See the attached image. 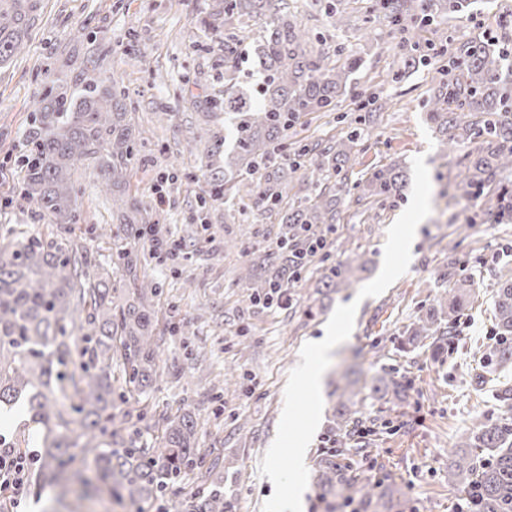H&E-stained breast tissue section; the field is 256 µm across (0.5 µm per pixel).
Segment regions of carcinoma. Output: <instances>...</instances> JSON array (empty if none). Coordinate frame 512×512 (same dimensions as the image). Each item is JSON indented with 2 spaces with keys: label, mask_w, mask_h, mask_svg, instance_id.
Segmentation results:
<instances>
[{
  "label": "carcinoma",
  "mask_w": 512,
  "mask_h": 512,
  "mask_svg": "<svg viewBox=\"0 0 512 512\" xmlns=\"http://www.w3.org/2000/svg\"><path fill=\"white\" fill-rule=\"evenodd\" d=\"M366 22L388 20L400 32L417 29L419 0H367ZM468 0H436V13L454 19ZM35 0H0V65L24 47ZM210 25H224V93L208 101V111L224 113V165L208 164V195L248 199L274 209L288 197V173L305 170L310 193L283 217L288 232L276 246L248 260L244 277L258 287H284V276L297 277L312 253L299 251L317 230L341 220L343 186L329 183L339 175L365 132L379 120L386 101L376 96L357 104L356 126L326 143L288 155V130L310 112H332L344 96L362 58L347 55L339 66L301 27L288 0H214ZM254 20L262 34L250 52L262 78L245 84L239 62L244 52L241 25ZM512 52L498 41L456 48L448 78L431 90L427 120L436 125L442 145L455 150L472 141L465 155L463 183L485 199L488 214L512 219V187L502 175L512 170ZM23 155L21 199L50 216L56 228L45 237L18 235L0 245V425L26 413L37 427L40 487L61 504L81 490H107L119 506L147 512L182 473L202 469L205 453L196 447L197 421L183 413L164 421V433L141 443L126 428L117 401L148 394L163 381L158 359L164 354L155 336L152 297L158 288L137 274L128 252L124 274L114 276L91 263L66 235L74 223L78 199L71 180L77 164H94L101 183L112 191V237L136 239L149 224L143 204L128 193L138 160L133 128L127 121L124 94L112 73L97 72L84 90L67 99H42ZM257 174L252 182L243 174ZM406 175L397 163L383 165L354 184L361 199L387 201L400 194ZM365 270L347 257L323 275L321 287L349 288ZM439 279L448 287L399 340L401 348L431 339L450 345L466 308L474 276L460 267L456 244ZM494 343L487 364L512 368V277L500 281L494 299ZM122 367V382L112 365ZM371 394L408 397L409 381L377 377ZM356 396V381L346 380L338 395L331 447L317 461V486L330 507L371 503L387 495L391 484L364 469L351 473L340 461L347 439L371 435L342 401ZM462 453L448 456V480L464 494L468 512H512V423H479L460 436ZM185 512H228L218 487L192 498Z\"/></svg>",
  "instance_id": "1"
}]
</instances>
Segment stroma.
Returning a JSON list of instances; mask_svg holds the SVG:
<instances>
[{
  "label": "stroma",
  "mask_w": 512,
  "mask_h": 512,
  "mask_svg": "<svg viewBox=\"0 0 512 512\" xmlns=\"http://www.w3.org/2000/svg\"><path fill=\"white\" fill-rule=\"evenodd\" d=\"M211 0H39L23 50L0 67V242L16 234H46L50 217L19 204L24 171L19 161L34 111L48 94L79 92L94 69L116 72L135 131L139 163L129 192L149 201L158 178L176 170L160 217L185 244L179 269L148 259L136 244L139 276L152 280L156 333L164 340L167 376L141 402H129L128 426L144 441L162 433V419L191 411L197 445L218 466L210 479L189 471L170 485L149 512H180L191 497L219 485L230 512H261L272 496V482L259 464L272 444L284 405L289 372L305 342L322 336L338 305L356 303L351 335L335 352L324 374L332 381L356 363L361 382L394 371L413 383L404 400L357 401L361 418L381 420L366 438L367 456L353 467L372 468L391 480L416 512H458L460 493L448 479V452L460 435L481 421L512 422L503 400L512 389V371L484 366L492 344V307L503 275H512V220L494 222L481 200L465 188L462 152H444L435 128L425 119L424 101L440 80L448 54L465 43L491 39L512 46V26L500 23L512 13V0H470L465 16H437L418 28L428 61L394 81L410 44L386 22L372 24L369 37L358 30L336 32L314 0H292L299 20L328 52L354 50L365 64L334 112L303 117L291 129L293 148L310 146L347 131L356 102L372 94L389 102L379 123L356 148L347 173L341 220L328 237V254L290 282L281 304L248 305L249 284L241 268L251 251L275 246L280 230L276 211L254 205H209L208 222L195 218L207 190L205 155L224 133L223 116L206 112V100L224 89V33L206 23ZM424 156L432 185L431 214L417 227L408 271L384 293L359 299L357 288L329 295L317 292L327 265L346 257L364 261L362 282L381 270L388 227L408 205L410 192L381 204L359 199L355 182L379 166L398 162L411 168ZM81 206L72 236L91 250L97 264L111 266L119 243L110 235L112 194L93 166L78 165L72 175ZM470 225L457 254L469 265L477 285L450 350L419 348L410 353L391 342L413 323L442 288L444 238L456 225ZM234 372L242 388L217 394L211 384Z\"/></svg>",
  "instance_id": "35a3bbf8"
}]
</instances>
